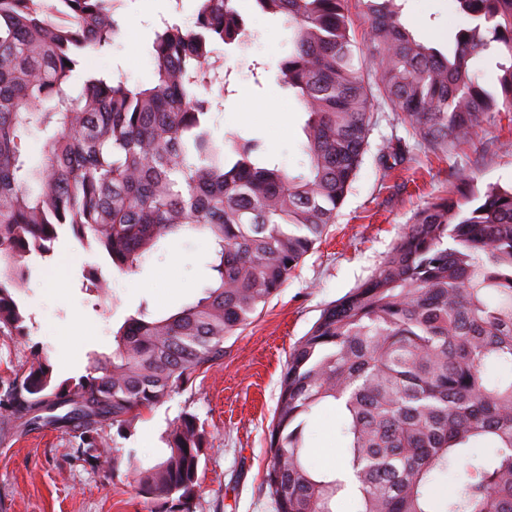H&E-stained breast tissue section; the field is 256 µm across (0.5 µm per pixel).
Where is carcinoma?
<instances>
[{
	"label": "carcinoma",
	"instance_id": "1",
	"mask_svg": "<svg viewBox=\"0 0 512 512\" xmlns=\"http://www.w3.org/2000/svg\"><path fill=\"white\" fill-rule=\"evenodd\" d=\"M123 2L0 0V336L28 335V260L50 255L64 226L121 273L185 232L215 245L204 297L168 317L139 307L86 375L59 380L35 352L0 386L17 428L70 435L95 468L110 461L106 431L221 362L224 339L326 236L379 100L402 113L408 138L441 151L512 112V0H455L467 24L442 46L416 39L399 0H357L371 86L354 63L348 0H253L288 29L277 77L307 115V173L293 175L260 140H219L209 126L225 87L215 45L252 36L233 0H195L192 25L154 29V84L92 71L64 90L88 54L112 46ZM487 54L494 91L476 66ZM214 86L211 99L194 92ZM35 129L51 132L37 164L26 149ZM327 404L340 412L342 472L308 463L306 426ZM204 443L185 413L158 457L131 456L129 471L143 494H176L190 512ZM269 448L273 512H340L349 495L355 512H512V187L443 191L366 281L323 309L289 353Z\"/></svg>",
	"mask_w": 512,
	"mask_h": 512
}]
</instances>
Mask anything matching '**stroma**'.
<instances>
[{"instance_id":"stroma-1","label":"stroma","mask_w":512,"mask_h":512,"mask_svg":"<svg viewBox=\"0 0 512 512\" xmlns=\"http://www.w3.org/2000/svg\"><path fill=\"white\" fill-rule=\"evenodd\" d=\"M150 0H125L118 11L119 33L104 54L88 55L76 71L70 91L80 90L86 71H106L129 85L155 80L152 30L161 13L176 8L190 18L194 0H159L160 11H146ZM419 15L412 28L444 44L450 30L462 26L454 0H416ZM252 31L248 44L233 53V92L225 97L213 134H235L262 141L267 155L293 173L303 170L302 125L306 119L291 92L276 81L280 60L288 53V31L280 21L257 12L252 0H235ZM267 72L255 86L253 62ZM406 135L400 113L379 103L367 150L355 181L326 238L316 244L294 276L246 330L224 342L220 364L198 372L191 384L145 411L126 429H111L107 441L116 461L93 469L78 460L73 439L54 429L23 433L0 424V512H174V499L145 497L134 482L128 455L148 461L164 448L170 426L185 413L197 416L206 445L200 460V488L193 512H272L264 477L270 458L268 431L288 354L331 302L363 283L380 265L417 210L440 191L471 177L478 189L512 184V122L487 124L472 142L432 153L412 145L409 157L386 165L381 151ZM214 246L189 233L165 242L134 273L113 269L101 253L83 249L69 232H61L50 257L35 259L36 271L21 299L30 307L29 333L0 336V382L26 366L32 352L57 365L76 349L86 374L91 354H111L113 331L148 304L156 315H169L202 297L213 281ZM109 281L101 299L82 288L89 272ZM82 323L88 336L70 339ZM317 467L343 464L338 415L323 408L309 428Z\"/></svg>"}]
</instances>
